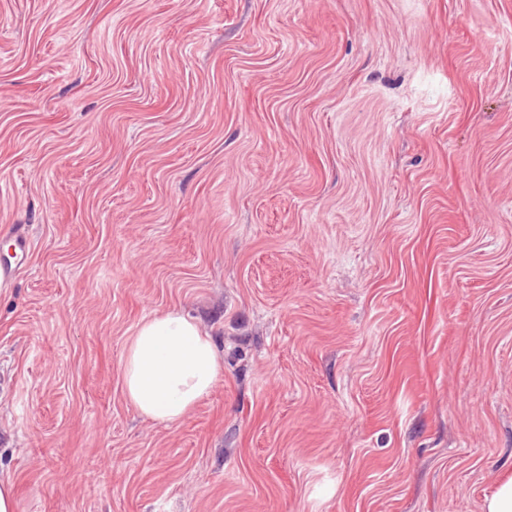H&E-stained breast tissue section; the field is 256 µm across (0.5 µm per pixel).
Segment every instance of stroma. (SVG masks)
<instances>
[{
	"instance_id": "1",
	"label": "stroma",
	"mask_w": 512,
	"mask_h": 512,
	"mask_svg": "<svg viewBox=\"0 0 512 512\" xmlns=\"http://www.w3.org/2000/svg\"><path fill=\"white\" fill-rule=\"evenodd\" d=\"M15 512H483L512 472V0H0ZM171 308L224 378L120 361ZM121 373L127 401L143 416L172 426L224 377V359L194 317L171 309L138 326Z\"/></svg>"
}]
</instances>
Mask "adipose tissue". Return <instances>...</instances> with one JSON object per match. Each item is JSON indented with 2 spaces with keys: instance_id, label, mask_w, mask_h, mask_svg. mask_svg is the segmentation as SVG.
Returning <instances> with one entry per match:
<instances>
[{
  "instance_id": "adipose-tissue-1",
  "label": "adipose tissue",
  "mask_w": 512,
  "mask_h": 512,
  "mask_svg": "<svg viewBox=\"0 0 512 512\" xmlns=\"http://www.w3.org/2000/svg\"><path fill=\"white\" fill-rule=\"evenodd\" d=\"M127 401L143 416L172 426L224 376V359L197 320L171 309L144 320L121 359Z\"/></svg>"
}]
</instances>
